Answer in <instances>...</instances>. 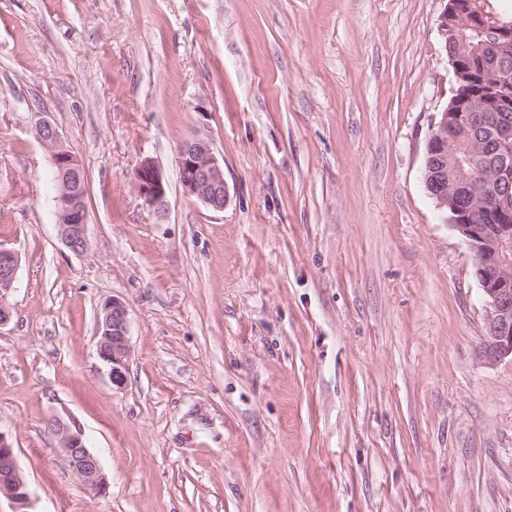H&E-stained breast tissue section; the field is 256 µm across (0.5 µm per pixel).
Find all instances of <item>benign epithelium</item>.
I'll use <instances>...</instances> for the list:
<instances>
[{"instance_id":"obj_1","label":"benign epithelium","mask_w":512,"mask_h":512,"mask_svg":"<svg viewBox=\"0 0 512 512\" xmlns=\"http://www.w3.org/2000/svg\"><path fill=\"white\" fill-rule=\"evenodd\" d=\"M476 17L481 19L480 31L485 40L472 50L467 39L458 37V32L471 27ZM438 32L445 50L449 39H456L455 51L448 56L454 81L461 79L459 59L474 52L479 55L482 76L498 86L505 84L512 68V26L486 14L478 0H469L464 11L459 8V0H447L439 17ZM473 126L492 133L496 144V162L480 174L481 180L477 182L466 172V164L483 154L485 142L474 138L465 144L463 152L458 135L459 129ZM37 135L51 153L55 170L58 237L68 249L82 253L89 246L84 164L63 146L56 126L45 122L39 126ZM177 166L187 196L215 211L224 210L229 200L224 167L208 138L194 135L185 139L179 146ZM132 181L148 206L158 213L164 211L167 185L153 160H141L132 172ZM423 184L446 222L467 241L473 254L486 308L479 357L488 364L512 359V123L504 119V113L482 104L469 112H457L455 99H450L449 105L434 118L426 145ZM480 210L493 212L499 223H471V215ZM18 269V255L0 247V327L11 319L6 295L14 286ZM128 325V307L123 300L112 298L104 303L97 318L96 351L116 387L124 383L130 355ZM50 426L58 447L86 490L93 494L104 491L103 468L88 448L82 431L59 415L51 419ZM0 496L10 500L14 512H32V491L19 470L13 445L1 435Z\"/></svg>"}]
</instances>
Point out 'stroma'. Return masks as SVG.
Segmentation results:
<instances>
[{
  "label": "stroma",
  "mask_w": 512,
  "mask_h": 512,
  "mask_svg": "<svg viewBox=\"0 0 512 512\" xmlns=\"http://www.w3.org/2000/svg\"><path fill=\"white\" fill-rule=\"evenodd\" d=\"M447 0H0V435L35 512H512V361L423 184ZM56 125L89 248L56 232ZM211 140L229 201L186 197ZM152 159L157 214L131 173ZM129 307L113 386L97 316ZM70 417L107 487L49 426ZM177 166L179 181L187 196L215 211L224 210L229 200L224 167L208 138L194 135L185 139L179 146ZM18 269V255L10 249L0 247V328L11 319V309L6 302V295L14 286ZM50 426L58 447L72 464L74 472L87 491L99 494L105 490L106 477L98 457L88 448L82 431L70 420L56 415Z\"/></svg>",
  "instance_id": "35a3bbf8"
}]
</instances>
